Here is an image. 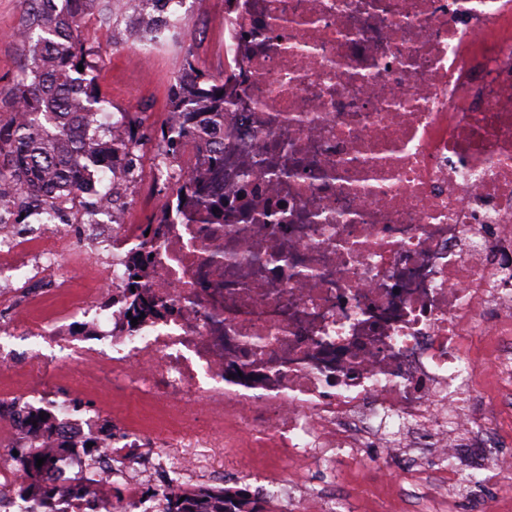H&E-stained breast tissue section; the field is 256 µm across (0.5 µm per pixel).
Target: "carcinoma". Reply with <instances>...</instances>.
Here are the masks:
<instances>
[{
  "label": "carcinoma",
  "instance_id": "carcinoma-1",
  "mask_svg": "<svg viewBox=\"0 0 512 512\" xmlns=\"http://www.w3.org/2000/svg\"><path fill=\"white\" fill-rule=\"evenodd\" d=\"M22 22L13 37L26 59L21 77L7 98H0V209L13 210L20 224L51 210L67 224L71 209L95 215L106 197L88 200L87 181L100 182L98 163L127 155L141 145L143 133L128 122L124 136L112 138V124L101 122L103 97L93 78L92 58L105 50L86 46L87 17L117 26L136 23L129 0H24ZM138 24V23H136ZM140 38L159 41L164 31L138 24ZM84 71H78V65ZM224 76L200 70L185 48L182 73L174 84L167 111H224ZM171 150L194 136L188 126L159 128ZM165 512H262L246 488H186L167 502Z\"/></svg>",
  "mask_w": 512,
  "mask_h": 512
}]
</instances>
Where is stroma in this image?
<instances>
[{"label":"stroma","instance_id":"obj_1","mask_svg":"<svg viewBox=\"0 0 512 512\" xmlns=\"http://www.w3.org/2000/svg\"><path fill=\"white\" fill-rule=\"evenodd\" d=\"M181 45L160 50L146 59L131 43L128 26L118 30L89 23L85 37L89 45L103 46L107 56L93 76L106 97V113L121 112L139 124L147 143H155L166 112L172 84L182 68L185 48H192L199 67L210 74L224 71V0H186ZM22 0H0V92H5L20 75L25 60L11 34L21 23ZM367 458L387 457V465L370 467L358 474L354 465H337L338 494L351 497L353 512H374L383 506L387 512H404V492L416 489L420 501L430 498V479L435 460L427 455L386 456L384 449L371 448Z\"/></svg>","mask_w":512,"mask_h":512}]
</instances>
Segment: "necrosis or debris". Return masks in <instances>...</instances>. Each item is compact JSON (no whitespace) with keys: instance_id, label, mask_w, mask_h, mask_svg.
<instances>
[{"instance_id":"4bbe7bcc","label":"necrosis or debris","mask_w":512,"mask_h":512,"mask_svg":"<svg viewBox=\"0 0 512 512\" xmlns=\"http://www.w3.org/2000/svg\"><path fill=\"white\" fill-rule=\"evenodd\" d=\"M196 124L152 224L0 225V512H164L227 455L303 512L286 465L369 443L434 442L432 512L512 474V0H224Z\"/></svg>"}]
</instances>
